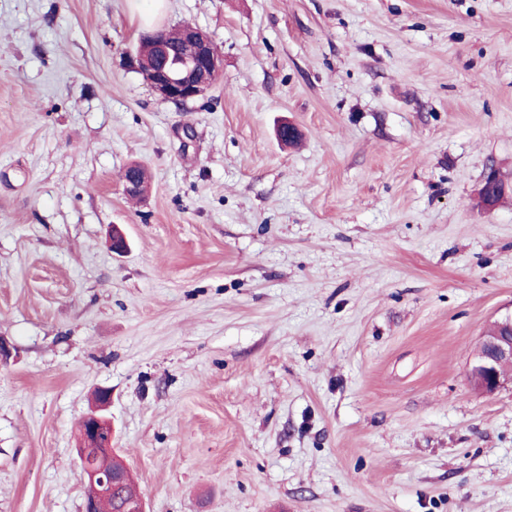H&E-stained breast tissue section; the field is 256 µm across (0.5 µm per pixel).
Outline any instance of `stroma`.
Wrapping results in <instances>:
<instances>
[{
  "mask_svg": "<svg viewBox=\"0 0 512 512\" xmlns=\"http://www.w3.org/2000/svg\"><path fill=\"white\" fill-rule=\"evenodd\" d=\"M511 312L512 0H0V512H82L100 388L146 512H512ZM148 34L154 49L155 58L148 60L141 53L149 52V42L140 44L139 51L129 54L128 61L132 69L140 74L150 89L163 101L175 105H184L189 101L203 97L212 88L213 82L224 69V56L218 52L210 36L192 23H185L172 30ZM183 38V39H182ZM179 54L181 67L177 73L170 69L173 56ZM496 331L484 335L482 350L470 371L475 389L492 394L512 386V312L494 321Z\"/></svg>",
  "mask_w": 512,
  "mask_h": 512,
  "instance_id": "1",
  "label": "stroma"
}]
</instances>
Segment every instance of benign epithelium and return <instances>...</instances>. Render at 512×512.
Segmentation results:
<instances>
[{"mask_svg": "<svg viewBox=\"0 0 512 512\" xmlns=\"http://www.w3.org/2000/svg\"><path fill=\"white\" fill-rule=\"evenodd\" d=\"M148 38L154 58L149 60L136 52L128 61L163 101L184 105L205 96L224 69V56L210 36L191 23L183 25L178 49L170 47L158 33ZM494 326V333L483 336L482 350L470 371L475 389L486 394L512 386V312L494 321ZM111 398L110 391H98L95 409L80 423L76 454L86 476L84 512H98L100 500L112 496L117 485L136 487L129 468L112 448V421L104 414Z\"/></svg>", "mask_w": 512, "mask_h": 512, "instance_id": "obj_1", "label": "benign epithelium"}]
</instances>
